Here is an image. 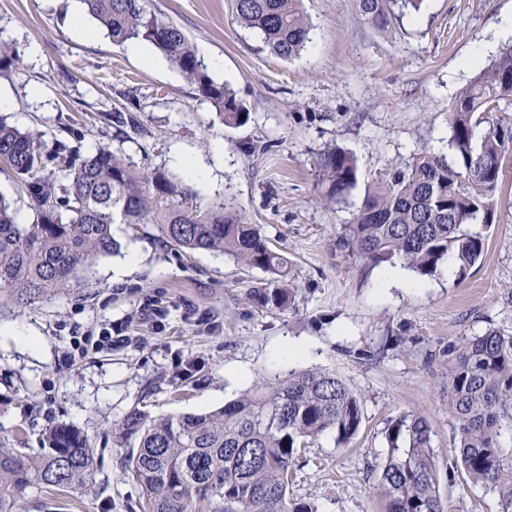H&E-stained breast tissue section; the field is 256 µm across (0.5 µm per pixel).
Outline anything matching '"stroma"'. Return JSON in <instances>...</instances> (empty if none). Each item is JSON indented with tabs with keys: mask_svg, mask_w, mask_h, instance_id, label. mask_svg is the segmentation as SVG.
I'll list each match as a JSON object with an SVG mask.
<instances>
[{
	"mask_svg": "<svg viewBox=\"0 0 512 512\" xmlns=\"http://www.w3.org/2000/svg\"><path fill=\"white\" fill-rule=\"evenodd\" d=\"M147 3L187 33L211 78L234 90L250 112L245 124L224 125L152 45L136 56L100 30L75 36L74 0H0V40L24 55L23 69L0 64V94L13 100L5 115L46 131L50 143L74 124L82 150L120 148L170 171L176 154L185 155L206 173L195 187L200 200L233 201L293 261L295 305L281 311L249 302L263 272L219 253H185L159 225H114L119 254L99 258L65 293L0 313V438L35 455L46 429L67 425L98 454L88 488H31L16 512H139L114 423L136 408L214 410L260 377L314 368L341 376L362 397L364 417L350 447L326 434L308 448L292 493L317 512H382L372 468L386 452L391 418L425 414L440 460L454 453L448 379L427 353L491 325L512 332V154L484 257L466 272L410 270L407 285L391 283V263L346 257L336 232L380 176L420 148L446 151L452 102L503 47L497 32L512 0H425L388 32L367 24L354 0H303L311 41L293 60L258 51L227 0ZM126 108L143 129L132 143L119 142L102 119ZM330 144L358 165L356 186L334 203L315 168ZM132 250L137 266L115 277ZM17 324L36 345L3 334ZM398 325L407 330L404 345L377 362L350 357ZM108 328L114 339L100 344ZM77 337L85 350L74 357ZM290 343L304 354L288 356ZM448 498L450 512L500 510L497 494L480 486H455Z\"/></svg>",
	"mask_w": 512,
	"mask_h": 512,
	"instance_id": "obj_1",
	"label": "stroma"
}]
</instances>
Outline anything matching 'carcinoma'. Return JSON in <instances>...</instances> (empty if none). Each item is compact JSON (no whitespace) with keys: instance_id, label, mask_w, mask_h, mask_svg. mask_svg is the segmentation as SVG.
Returning <instances> with one entry per match:
<instances>
[{"instance_id":"obj_1","label":"carcinoma","mask_w":512,"mask_h":512,"mask_svg":"<svg viewBox=\"0 0 512 512\" xmlns=\"http://www.w3.org/2000/svg\"><path fill=\"white\" fill-rule=\"evenodd\" d=\"M116 44L143 40L215 108L227 125L246 122L236 94L205 72L187 34L147 8V0H82ZM424 0H355L359 14L385 30ZM234 20L270 54L289 60L310 42L302 0H230ZM512 44L500 49L458 92L449 118L451 154L423 147L405 169L381 177L365 194L353 222L340 226L336 249L372 264L393 259L422 275L448 259L464 273L485 250V236L470 229L495 219L502 160L512 151ZM109 124L141 129L117 110ZM0 159L26 189L33 221L21 224L0 195V307H24L71 287L78 274L118 249L114 224H159L167 242L189 252H220L268 278L249 298L267 309L295 301L290 259L257 224L224 199L202 204L188 178L137 164L99 145L85 155L45 134L0 118ZM315 167L336 201L357 183L353 154L324 148ZM448 377L454 456L448 485L465 476L496 491L500 512H512V333L489 327L448 345V358L430 352ZM363 421L361 398L335 373L291 371L259 382L212 411L152 416L135 409L112 426L128 448L122 469L140 488L139 512H316L290 496L299 455L322 435L347 446ZM387 453L376 467L384 512H448L440 493V462L433 430L419 413L391 419ZM45 451L28 456L0 440V512H13L29 488L82 489L90 485L95 450L81 431L58 425Z\"/></svg>"}]
</instances>
